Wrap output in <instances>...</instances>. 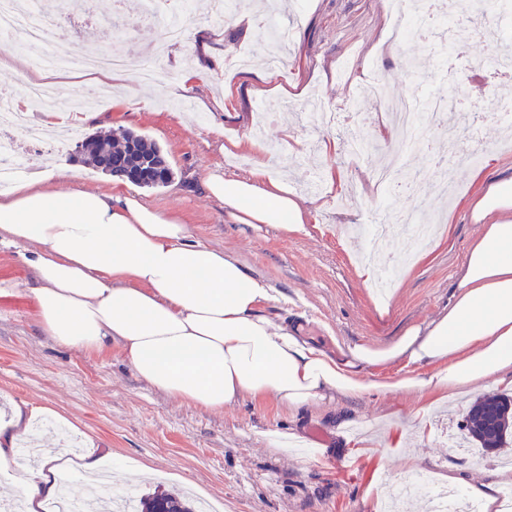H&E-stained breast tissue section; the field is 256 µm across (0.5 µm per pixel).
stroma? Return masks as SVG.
<instances>
[{"mask_svg": "<svg viewBox=\"0 0 512 512\" xmlns=\"http://www.w3.org/2000/svg\"><path fill=\"white\" fill-rule=\"evenodd\" d=\"M214 14L212 0H198L183 18L184 41L169 44L162 14L140 18L131 7L119 14L113 0H93L91 24L61 42V50L121 49L152 61L156 79L138 85L131 103L81 123L82 133L125 128L156 142L174 178L140 189L141 199L182 213L192 240L234 255L265 279L273 298L264 313L301 326L330 356L387 344L407 327L438 317L482 231L472 201L488 183L512 178V124L480 118L465 106L448 111L446 133L466 147L480 142L478 160L453 169L445 197L426 198L433 233L417 258L409 256L408 233H392L397 279L381 293L360 274L367 239L349 237L348 230L410 202L377 190V169L403 179L430 171L431 156L416 148L393 159L381 138L374 150L350 153L347 112L374 117V130L386 127L378 101L366 91L373 77L394 97L431 99L447 90L463 99H512V79H490L481 67L502 41L498 25L476 22L460 43L456 34L467 19L450 14L432 38L410 32L400 44L393 0H277V21L293 31L291 47L284 48L271 36L245 35L229 21H214ZM211 26L224 41L202 70L195 33ZM230 71L237 88L228 97ZM265 75L298 85V93H257ZM316 101L338 113L336 124L312 120ZM10 138L30 165L52 172L57 182L74 188L109 182L84 163L75 143L35 146L18 130ZM328 142L333 151H325ZM258 158L310 209L305 232L236 223L208 195L205 181L213 171L245 177ZM328 170L335 184L326 183ZM33 285L16 249L0 247V419H9L15 403L39 407L34 430L45 447L72 443L110 453L113 467L132 468L134 496L187 489L222 504L223 512H379L382 495L409 474L438 482L451 474L463 487L489 481L501 463H512L511 449L485 455L450 444L472 401L512 395V371L429 410L415 392L373 388L296 412L271 398L249 397L209 412L147 386L119 352L89 355L47 341L35 324ZM292 433L304 447L284 453L271 446L272 435ZM401 433L405 441L394 446Z\"/></svg>", "mask_w": 512, "mask_h": 512, "instance_id": "obj_1", "label": "stroma"}]
</instances>
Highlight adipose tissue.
<instances>
[{
    "instance_id": "1",
    "label": "adipose tissue",
    "mask_w": 512,
    "mask_h": 512,
    "mask_svg": "<svg viewBox=\"0 0 512 512\" xmlns=\"http://www.w3.org/2000/svg\"><path fill=\"white\" fill-rule=\"evenodd\" d=\"M205 187L241 224L294 234L308 221L261 162L245 178L213 173ZM473 213L495 221L471 245L447 311L389 345H358L341 358L262 313L272 298L264 279L191 241L181 213L141 202L119 180L107 189L18 181L0 197V247L18 249L32 270L35 321L48 341L90 354L118 348L141 381L197 408L220 410L247 395L299 410L363 396L366 369L398 359L432 371L381 390L444 398L512 370V179L490 184ZM35 414L17 404L0 423V467L15 471L27 512L56 497L64 470L92 475L105 463L92 451L77 463L59 451L28 468L17 447Z\"/></svg>"
}]
</instances>
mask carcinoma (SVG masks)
I'll return each instance as SVG.
<instances>
[{
  "mask_svg": "<svg viewBox=\"0 0 512 512\" xmlns=\"http://www.w3.org/2000/svg\"><path fill=\"white\" fill-rule=\"evenodd\" d=\"M82 142L89 144V149L84 151L85 161L105 174L118 175L101 165L100 157L110 154L124 155L160 175L158 179H132V183L141 187L160 188L173 178L172 168L160 146L142 134L119 128L107 135L85 136ZM465 421L468 433L465 440L480 445L484 451L512 444L511 397L493 395L477 400L467 411ZM133 512H194V505L178 492H155L141 496Z\"/></svg>",
  "mask_w": 512,
  "mask_h": 512,
  "instance_id": "1",
  "label": "carcinoma"
}]
</instances>
